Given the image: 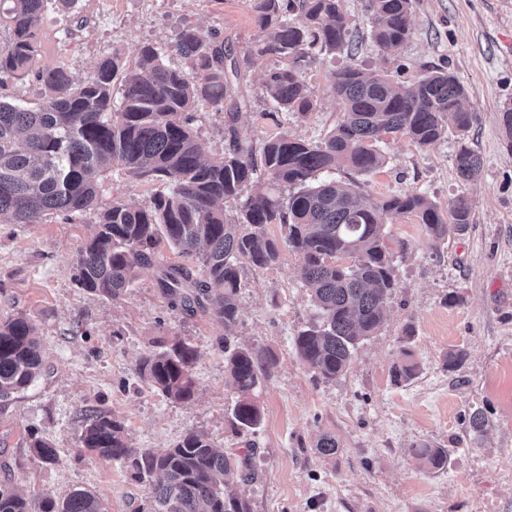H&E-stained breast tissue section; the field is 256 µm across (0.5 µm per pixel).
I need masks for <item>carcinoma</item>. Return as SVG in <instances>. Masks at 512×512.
Returning a JSON list of instances; mask_svg holds the SVG:
<instances>
[{"label":"carcinoma","mask_w":512,"mask_h":512,"mask_svg":"<svg viewBox=\"0 0 512 512\" xmlns=\"http://www.w3.org/2000/svg\"><path fill=\"white\" fill-rule=\"evenodd\" d=\"M9 2L0 11V21L10 27L8 43L0 46V84L33 73L43 101L29 109L0 100V217L35 224L46 214L90 210L108 174L172 185L171 192L142 203L114 200L102 212L76 260L75 279L88 291L119 297L164 240L199 264L197 270L170 265L161 271L158 287L168 305L186 312L210 307L229 330L241 317L237 297L244 269L271 267L286 249L299 259V276L319 318L298 332L295 349L316 376L330 381L348 368L356 346L382 326L397 288L381 215L412 214L436 241L471 224L465 198L450 206L446 223L422 194L375 201L357 182L384 164L375 147L384 135H405L424 147L444 136L448 119L460 132L470 129L476 114L467 92L444 69L408 84L351 66L337 71L333 87L343 113L322 142L282 133L257 147L236 127L249 106L241 73L267 57L278 60L264 75L276 109L302 117L315 110L305 70L320 53H351L339 0H253L261 35L238 56L217 30L204 33L186 25L168 46L183 65L167 64L161 49L145 43L129 62L116 52L101 56L80 80L62 66L37 67L38 31L48 5L69 11L78 0ZM368 11L372 42L384 52L400 49L410 35L411 0H368ZM117 84L121 98L116 106ZM202 102L224 114L228 138L217 162L204 158V146L191 128V111ZM500 114L512 153L511 101L501 105ZM456 166L463 180L473 181L482 161L463 146ZM338 167L351 171V187L318 180ZM281 184L295 191L285 198L268 190ZM249 185L255 191L240 203L237 220H227L224 201L238 199ZM271 224L280 226V237L268 233ZM196 359V347L176 339L143 356L138 373L168 399L185 402L194 395ZM42 365L29 320L19 315L0 322V399L28 388ZM268 365L259 352L224 336V367L238 394L232 418L243 432L261 423L251 395ZM418 371L405 349L392 373L401 383ZM81 442L122 461L138 479H148L154 512H250L246 500L225 494L234 477L242 475L243 463L203 434H188L170 448L141 450L128 445L119 420L92 411L84 418ZM31 447L43 461H56L57 449L48 442L37 439ZM413 457L428 471L443 468L446 461L443 449L427 444L417 446ZM0 512L105 509L84 490L32 500L1 484Z\"/></svg>","instance_id":"carcinoma-1"}]
</instances>
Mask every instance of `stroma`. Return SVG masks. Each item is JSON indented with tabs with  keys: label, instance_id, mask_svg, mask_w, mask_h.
Segmentation results:
<instances>
[{
	"label": "stroma",
	"instance_id": "35a3bbf8",
	"mask_svg": "<svg viewBox=\"0 0 512 512\" xmlns=\"http://www.w3.org/2000/svg\"><path fill=\"white\" fill-rule=\"evenodd\" d=\"M367 0H341L350 22L351 54H320L304 79L316 102L306 117L276 111L263 87L275 59L246 72L250 100L237 125L255 142L288 133L323 141L342 116L333 73L347 65L396 82L441 67L466 89L477 118L466 134L448 129L434 145L386 135L376 147L385 164L360 180L374 199L419 192L447 213L459 197L472 205L462 233L429 241L414 216L382 215L385 245L398 287L380 329L357 348L333 381L315 378L294 339L316 319L298 274V257L245 270L236 342L261 352L269 367L252 398L262 412L256 432L237 433V393L224 369V325L212 311L170 308L157 278L181 257L158 244L131 288L110 299L79 288L74 267L97 224L98 209L45 215L36 224L0 219V321L17 315L35 327L44 366L24 391L0 400V483L32 499L85 490L108 512H150L147 482L127 466L84 448L87 410L114 416L136 448H168L186 434H205L247 465L229 492L251 512H512V153L504 145L500 105L512 99V0H412L411 35L395 54L370 37ZM218 30L234 52L259 29L250 0H80L73 13L48 9L38 65L85 76L97 58L133 60L146 42L166 46L183 25ZM191 124L206 158L224 156V116L197 106ZM468 146L483 160L474 182L459 178L455 156ZM411 340H404L405 330ZM190 341L195 393L174 402L137 373L146 353L175 339ZM419 363L398 384L401 349ZM462 352L448 367L449 351ZM481 411L484 431L469 416ZM335 454L320 453L323 435ZM57 448L42 462L33 438ZM444 449V469H419L415 446Z\"/></svg>",
	"mask_w": 512,
	"mask_h": 512
}]
</instances>
